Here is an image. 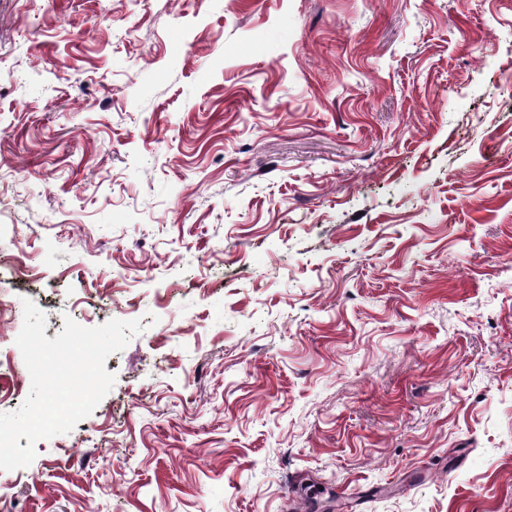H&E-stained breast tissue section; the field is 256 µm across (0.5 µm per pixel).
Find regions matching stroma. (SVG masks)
<instances>
[{
  "instance_id": "1",
  "label": "stroma",
  "mask_w": 512,
  "mask_h": 512,
  "mask_svg": "<svg viewBox=\"0 0 512 512\" xmlns=\"http://www.w3.org/2000/svg\"><path fill=\"white\" fill-rule=\"evenodd\" d=\"M27 299L143 330L0 512H512V0H0Z\"/></svg>"
}]
</instances>
